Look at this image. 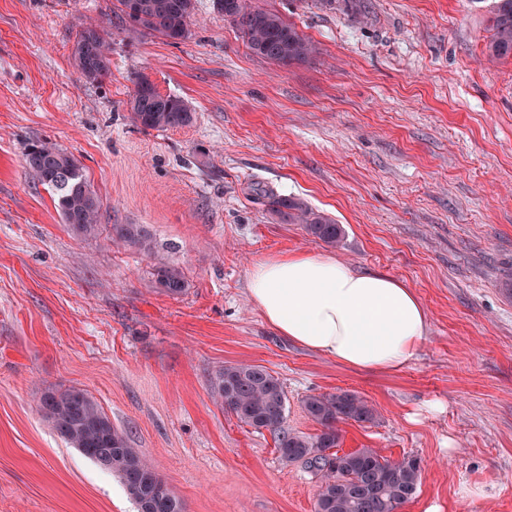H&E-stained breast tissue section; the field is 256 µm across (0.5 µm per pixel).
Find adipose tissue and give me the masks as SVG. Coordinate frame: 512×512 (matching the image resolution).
I'll use <instances>...</instances> for the list:
<instances>
[{"instance_id":"obj_1","label":"adipose tissue","mask_w":512,"mask_h":512,"mask_svg":"<svg viewBox=\"0 0 512 512\" xmlns=\"http://www.w3.org/2000/svg\"><path fill=\"white\" fill-rule=\"evenodd\" d=\"M247 292L279 335L359 370H401L428 328L427 311L411 288L332 256L295 253L258 261Z\"/></svg>"}]
</instances>
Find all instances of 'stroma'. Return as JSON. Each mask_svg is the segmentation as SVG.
Returning <instances> with one entry per match:
<instances>
[{
  "label": "stroma",
  "mask_w": 512,
  "mask_h": 512,
  "mask_svg": "<svg viewBox=\"0 0 512 512\" xmlns=\"http://www.w3.org/2000/svg\"><path fill=\"white\" fill-rule=\"evenodd\" d=\"M254 2L318 54L256 55L211 0L176 43L129 26L118 0H0V512H137L41 415L45 390L72 386L186 512H313L318 478L215 400L217 371L238 363L279 378L294 432L319 431L308 395L373 404V422L342 425L340 449L420 460L398 512H512V58H487L492 0ZM83 21L111 43L100 84L72 56ZM140 75L194 123L136 126ZM37 141L80 165L101 203L93 234L27 178ZM265 189L341 224L340 246L271 213ZM116 224L148 225L153 252L114 242ZM297 252L412 288L429 316L416 359L359 372L280 336L248 271ZM158 254L182 271L181 295L156 285ZM465 482L483 497L461 498Z\"/></svg>",
  "instance_id": "obj_1"
}]
</instances>
